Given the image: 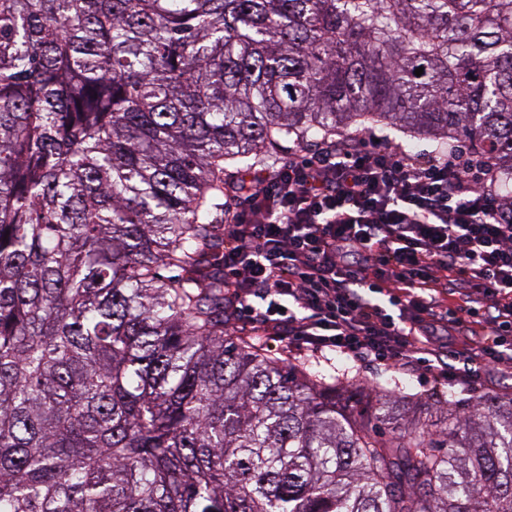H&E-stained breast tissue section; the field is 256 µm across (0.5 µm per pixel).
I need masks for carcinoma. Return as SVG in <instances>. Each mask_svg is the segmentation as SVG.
<instances>
[{
  "instance_id": "1",
  "label": "carcinoma",
  "mask_w": 512,
  "mask_h": 512,
  "mask_svg": "<svg viewBox=\"0 0 512 512\" xmlns=\"http://www.w3.org/2000/svg\"><path fill=\"white\" fill-rule=\"evenodd\" d=\"M374 123L512 197V0H0V512H512V397L224 333L225 188Z\"/></svg>"
}]
</instances>
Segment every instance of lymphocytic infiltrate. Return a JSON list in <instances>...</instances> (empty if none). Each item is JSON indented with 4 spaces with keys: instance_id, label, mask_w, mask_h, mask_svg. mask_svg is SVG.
Instances as JSON below:
<instances>
[{
    "instance_id": "1",
    "label": "lymphocytic infiltrate",
    "mask_w": 512,
    "mask_h": 512,
    "mask_svg": "<svg viewBox=\"0 0 512 512\" xmlns=\"http://www.w3.org/2000/svg\"><path fill=\"white\" fill-rule=\"evenodd\" d=\"M375 134L318 143L275 176H242L224 219L234 316L286 348L411 372L512 369V199L486 160L424 156Z\"/></svg>"
}]
</instances>
